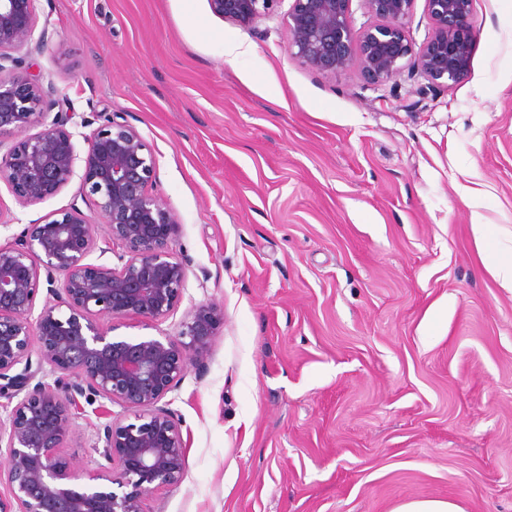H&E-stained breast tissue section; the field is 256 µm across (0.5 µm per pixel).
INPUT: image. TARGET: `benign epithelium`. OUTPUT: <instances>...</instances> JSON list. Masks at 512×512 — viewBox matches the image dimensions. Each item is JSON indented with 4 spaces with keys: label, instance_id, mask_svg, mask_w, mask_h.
Wrapping results in <instances>:
<instances>
[{
    "label": "benign epithelium",
    "instance_id": "7a95c632",
    "mask_svg": "<svg viewBox=\"0 0 512 512\" xmlns=\"http://www.w3.org/2000/svg\"><path fill=\"white\" fill-rule=\"evenodd\" d=\"M35 2L0 0V61L19 46L44 48L46 33L34 38ZM276 2L209 0L215 14L243 28L270 15ZM362 2L374 22L357 30L352 0H293L290 55L329 75L357 61L374 83L407 69L434 86L468 75L472 0H425L432 33L420 45L408 26L415 0ZM58 106L37 81L5 75L0 64V136L20 135L0 154V180L26 205L61 193L79 166L81 193L101 216L96 224L73 204L0 245V399L16 401L0 420V441L7 440L0 482L8 489L0 512H149L146 502L176 484L186 466L179 419L161 401L207 357L224 310L193 304L178 335L162 339H114L100 328L104 317L157 321L179 308L187 280L173 257L179 222L148 193L155 163L134 127L108 120L83 155L67 128L74 112L26 134L40 112ZM101 230L106 243L123 250L119 269L88 261ZM42 270L52 301L33 321ZM46 364L56 374L51 383L36 380ZM80 397L107 419L95 447L101 461L87 482L59 453Z\"/></svg>",
    "mask_w": 512,
    "mask_h": 512
}]
</instances>
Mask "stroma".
<instances>
[{
  "instance_id": "1",
  "label": "stroma",
  "mask_w": 512,
  "mask_h": 512,
  "mask_svg": "<svg viewBox=\"0 0 512 512\" xmlns=\"http://www.w3.org/2000/svg\"><path fill=\"white\" fill-rule=\"evenodd\" d=\"M291 5L247 29L208 0H37L45 47L13 53L86 118L78 150L112 114L135 127L180 223L183 303L224 310L165 398L186 468L148 508L512 512V293L470 228L512 229V0H474L471 70L447 87L290 57ZM238 39L249 52L225 56ZM79 187L22 206L1 180L0 244L73 203L97 219ZM183 318L100 327L159 338ZM101 424L78 414L63 442L81 476ZM394 512H464V510L459 504L449 500L428 499L402 504Z\"/></svg>"
}]
</instances>
